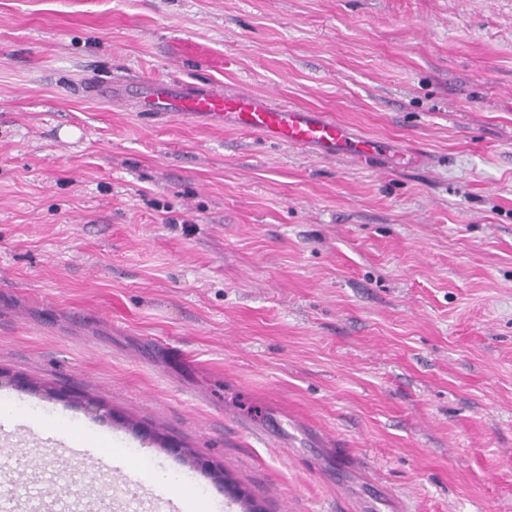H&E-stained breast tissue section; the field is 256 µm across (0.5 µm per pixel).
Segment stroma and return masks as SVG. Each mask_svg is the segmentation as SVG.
I'll use <instances>...</instances> for the list:
<instances>
[{"mask_svg":"<svg viewBox=\"0 0 512 512\" xmlns=\"http://www.w3.org/2000/svg\"><path fill=\"white\" fill-rule=\"evenodd\" d=\"M92 75L388 148L150 118ZM1 407L61 498L137 497L100 450L190 512H512V0H0ZM122 92L135 99L140 112L208 115L236 129L263 134L275 141L320 155L351 157L387 148L383 141L352 136L341 122L287 103L273 105L265 96L224 93L206 84L145 80Z\"/></svg>","mask_w":512,"mask_h":512,"instance_id":"35a3bbf8","label":"stroma"}]
</instances>
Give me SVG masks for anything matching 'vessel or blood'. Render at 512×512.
I'll list each match as a JSON object with an SVG mask.
<instances>
[{"label": "vessel or blood", "mask_w": 512, "mask_h": 512, "mask_svg": "<svg viewBox=\"0 0 512 512\" xmlns=\"http://www.w3.org/2000/svg\"><path fill=\"white\" fill-rule=\"evenodd\" d=\"M140 111L208 115L236 129L263 134L275 141L323 156L351 157L385 150V142L352 136L341 122L266 97L225 93L206 84L145 80L135 86Z\"/></svg>", "instance_id": "b4317fda"}]
</instances>
